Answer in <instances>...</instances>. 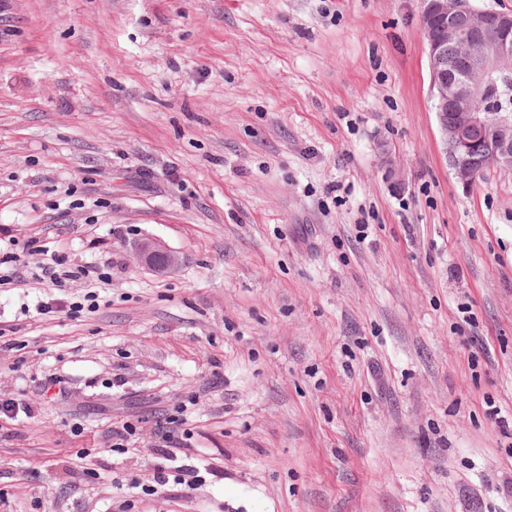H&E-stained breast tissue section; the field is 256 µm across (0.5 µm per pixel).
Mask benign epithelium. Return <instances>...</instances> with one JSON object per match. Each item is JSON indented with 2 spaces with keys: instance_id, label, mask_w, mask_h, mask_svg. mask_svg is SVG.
Listing matches in <instances>:
<instances>
[{
  "instance_id": "benign-epithelium-1",
  "label": "benign epithelium",
  "mask_w": 512,
  "mask_h": 512,
  "mask_svg": "<svg viewBox=\"0 0 512 512\" xmlns=\"http://www.w3.org/2000/svg\"><path fill=\"white\" fill-rule=\"evenodd\" d=\"M470 0H424L421 24L428 48L431 97L443 135L445 151L457 181L470 188L475 180L474 149L487 139L491 151L483 165L512 170V114L483 112L481 104L512 72V13L478 10ZM494 28L498 38L485 36ZM461 46L459 67L462 78L448 80L445 51ZM453 121H448V109ZM138 261L157 272L178 266L179 256L154 239L135 246Z\"/></svg>"
}]
</instances>
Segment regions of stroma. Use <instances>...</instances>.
Returning a JSON list of instances; mask_svg holds the SVG:
<instances>
[{"mask_svg":"<svg viewBox=\"0 0 512 512\" xmlns=\"http://www.w3.org/2000/svg\"><path fill=\"white\" fill-rule=\"evenodd\" d=\"M422 10L0 0V512H512V171L457 182ZM135 255L138 261L147 268L157 272L174 269L179 264V256L154 239H143L135 246ZM163 259L161 264L158 260ZM45 257L38 264L40 273L37 277L43 282L50 283L52 286L61 287L64 280L80 279L86 274L84 269L77 271L64 270L62 260L55 254H43Z\"/></svg>","mask_w":512,"mask_h":512,"instance_id":"35a3bbf8","label":"stroma"}]
</instances>
